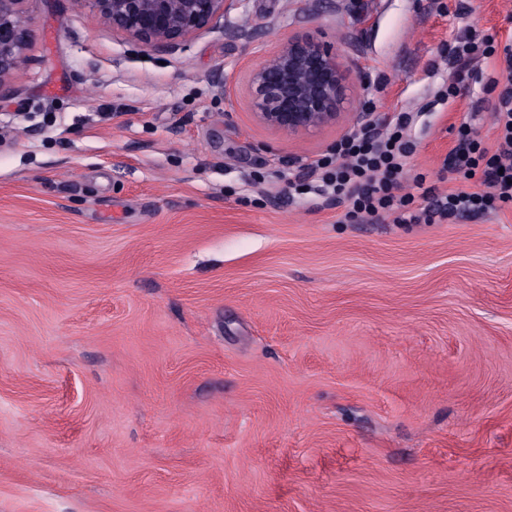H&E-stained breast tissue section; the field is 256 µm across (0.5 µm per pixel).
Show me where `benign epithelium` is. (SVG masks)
<instances>
[{"mask_svg": "<svg viewBox=\"0 0 512 512\" xmlns=\"http://www.w3.org/2000/svg\"><path fill=\"white\" fill-rule=\"evenodd\" d=\"M27 0H0V89L24 65L30 36ZM95 16L151 47H173L224 17L225 0H83ZM255 119L294 138L352 115L353 88L339 50L311 32L295 33L249 69Z\"/></svg>", "mask_w": 512, "mask_h": 512, "instance_id": "benign-epithelium-1", "label": "benign epithelium"}]
</instances>
